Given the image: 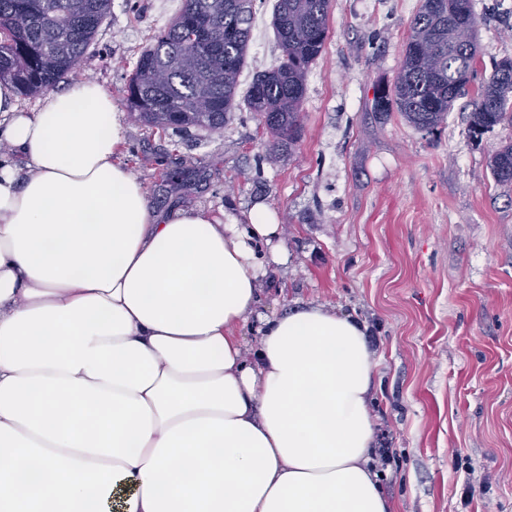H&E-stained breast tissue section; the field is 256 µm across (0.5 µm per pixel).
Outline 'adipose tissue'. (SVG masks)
Segmentation results:
<instances>
[{"label": "adipose tissue", "mask_w": 512, "mask_h": 512, "mask_svg": "<svg viewBox=\"0 0 512 512\" xmlns=\"http://www.w3.org/2000/svg\"><path fill=\"white\" fill-rule=\"evenodd\" d=\"M0 140V512H397L364 326L312 304L244 354L273 211L157 219L94 83L0 82Z\"/></svg>", "instance_id": "adipose-tissue-1"}]
</instances>
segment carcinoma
<instances>
[{
  "label": "carcinoma",
  "instance_id": "carcinoma-1",
  "mask_svg": "<svg viewBox=\"0 0 512 512\" xmlns=\"http://www.w3.org/2000/svg\"><path fill=\"white\" fill-rule=\"evenodd\" d=\"M255 0H184L179 13L138 57L125 86L138 120L159 134L200 129L221 134L237 108V81L249 47ZM112 0H0V79L22 96L44 92L80 63L111 12ZM331 0H277L273 26L281 60L254 80L247 106L260 117L272 146L292 148L309 67L328 36ZM478 26L475 10L456 0H420L404 44L401 66L389 84L377 85L374 109L399 112L419 131L443 124L473 80L480 58L476 36L455 44L448 33ZM512 125V58L495 62L472 101L475 134ZM162 181L178 187L190 179L172 156L157 162ZM489 168L512 183V142L492 155Z\"/></svg>",
  "mask_w": 512,
  "mask_h": 512
}]
</instances>
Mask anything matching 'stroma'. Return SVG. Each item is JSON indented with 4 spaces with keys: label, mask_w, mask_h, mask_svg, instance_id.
<instances>
[{
    "label": "stroma",
    "mask_w": 512,
    "mask_h": 512,
    "mask_svg": "<svg viewBox=\"0 0 512 512\" xmlns=\"http://www.w3.org/2000/svg\"><path fill=\"white\" fill-rule=\"evenodd\" d=\"M133 1L112 0L83 72L122 112L125 146L155 154L177 142L184 164L208 175L167 194L148 162L124 155L151 208L161 218L175 209L275 211L279 236L259 250L263 310L321 303L372 329L371 413L377 447L397 454L382 484L399 512H512V184L489 169L512 127L472 137L464 98L429 133L374 111L418 0H332L289 153L268 146L244 107L220 134L172 140L140 124L125 100L127 76L182 0H138V10ZM274 6L255 2L240 93L281 58ZM475 10L483 80L512 58V0H475ZM276 247L286 263L272 261Z\"/></svg>",
    "instance_id": "obj_1"
}]
</instances>
